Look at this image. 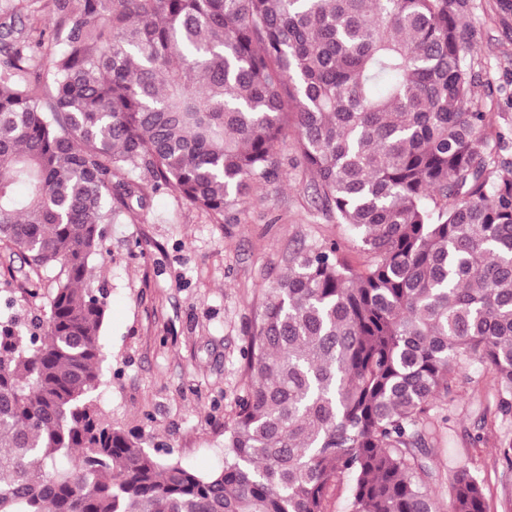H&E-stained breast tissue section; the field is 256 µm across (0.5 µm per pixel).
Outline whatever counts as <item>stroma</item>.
<instances>
[{
    "label": "stroma",
    "instance_id": "stroma-1",
    "mask_svg": "<svg viewBox=\"0 0 512 512\" xmlns=\"http://www.w3.org/2000/svg\"><path fill=\"white\" fill-rule=\"evenodd\" d=\"M460 22L474 44L476 101L494 113L512 159V0H467ZM278 158V177L254 185L245 204L220 216L147 183L145 208L107 225L106 260L92 269L108 291L99 407L116 427L149 439L160 458L202 473L224 464V426L245 392L244 353L263 286L288 251L334 239L359 258L352 228L317 207L293 142L281 145ZM22 263L0 247V289H14L16 309L43 315L58 271L33 274V298L21 288ZM467 375L430 407V491L445 510L453 474L466 468L485 483L487 512H512V462L500 447L512 439V417L501 415L489 374L474 365Z\"/></svg>",
    "mask_w": 512,
    "mask_h": 512
}]
</instances>
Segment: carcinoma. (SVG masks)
Here are the masks:
<instances>
[{"label": "carcinoma", "instance_id": "carcinoma-1", "mask_svg": "<svg viewBox=\"0 0 512 512\" xmlns=\"http://www.w3.org/2000/svg\"><path fill=\"white\" fill-rule=\"evenodd\" d=\"M465 0H0V243L60 266L0 321V512H440L430 402L483 366L512 414V162L473 103ZM55 18L50 27L40 16ZM293 136L356 233L264 288L224 466L155 456L97 404L106 224L150 177L215 215ZM451 512H486L455 472ZM349 496L350 481L347 476H343L329 491L326 502L327 512H348Z\"/></svg>", "mask_w": 512, "mask_h": 512}]
</instances>
